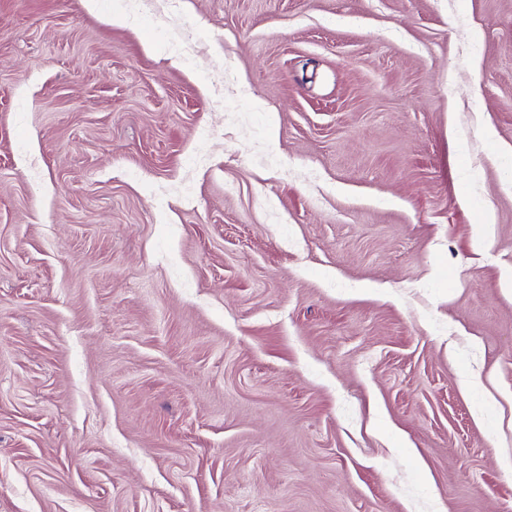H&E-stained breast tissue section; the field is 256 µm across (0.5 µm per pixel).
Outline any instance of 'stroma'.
I'll list each match as a JSON object with an SVG mask.
<instances>
[{"instance_id":"obj_1","label":"stroma","mask_w":512,"mask_h":512,"mask_svg":"<svg viewBox=\"0 0 512 512\" xmlns=\"http://www.w3.org/2000/svg\"><path fill=\"white\" fill-rule=\"evenodd\" d=\"M0 0V512H512V0Z\"/></svg>"}]
</instances>
